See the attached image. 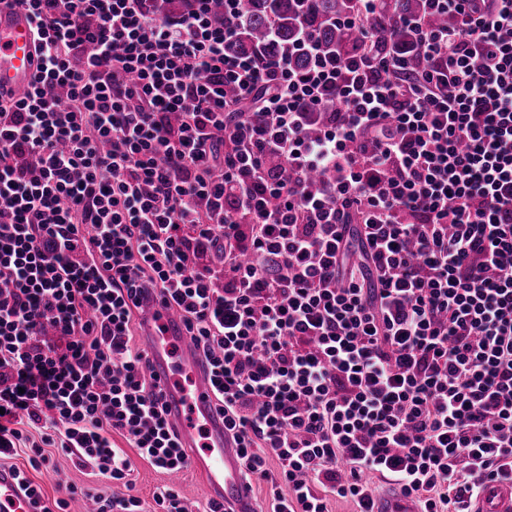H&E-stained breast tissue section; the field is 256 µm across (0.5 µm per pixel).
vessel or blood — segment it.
I'll return each mask as SVG.
<instances>
[{"mask_svg":"<svg viewBox=\"0 0 512 512\" xmlns=\"http://www.w3.org/2000/svg\"><path fill=\"white\" fill-rule=\"evenodd\" d=\"M38 61L34 38L24 10L11 0H0V92L27 88ZM143 341L149 352L148 375L166 390L180 441L190 449L189 465L205 477L206 493L226 512H258L252 492L240 473L238 450L224 430L208 373L198 362V351L187 336L178 313L159 298L143 304ZM16 473L0 465V512H34ZM376 512H418L411 497L399 490L378 501ZM467 512H512V482L486 483Z\"/></svg>","mask_w":512,"mask_h":512,"instance_id":"vessel-or-blood-1","label":"vessel or blood"}]
</instances>
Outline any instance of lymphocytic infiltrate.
<instances>
[{
  "label": "lymphocytic infiltrate",
  "instance_id": "1",
  "mask_svg": "<svg viewBox=\"0 0 512 512\" xmlns=\"http://www.w3.org/2000/svg\"><path fill=\"white\" fill-rule=\"evenodd\" d=\"M15 2L38 70L0 96V458L122 488L18 471L37 512H144L136 460L187 469L133 344L153 294L270 512H374L373 473L464 512L512 479V0H424L450 22L408 19L414 73L384 0L301 71L228 52L240 0ZM56 471L54 473H40L30 468L25 455L11 459H0V512H34L35 506L32 499L23 491L16 473L10 467H18L28 472L30 478L38 484L46 498L57 497V485L59 482L74 484L78 488H94L97 492L106 496L112 491H120L116 485L107 480L95 476L90 469L83 468L76 463L74 457H70L60 450L54 452ZM10 466V467H7ZM60 477L63 479L60 480Z\"/></svg>",
  "mask_w": 512,
  "mask_h": 512
}]
</instances>
